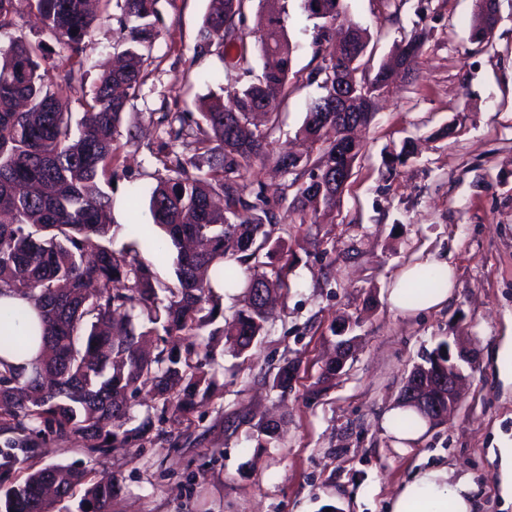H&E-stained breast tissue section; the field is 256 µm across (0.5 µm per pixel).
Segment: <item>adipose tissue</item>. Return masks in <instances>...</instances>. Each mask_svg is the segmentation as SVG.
Listing matches in <instances>:
<instances>
[{"label": "adipose tissue", "mask_w": 512, "mask_h": 512, "mask_svg": "<svg viewBox=\"0 0 512 512\" xmlns=\"http://www.w3.org/2000/svg\"><path fill=\"white\" fill-rule=\"evenodd\" d=\"M421 270V265L416 264L402 271L388 293L392 307L406 312L415 308L429 310L441 307L447 301L452 293V282L448 279L441 286L428 289L417 303L407 301L405 286ZM41 333V322L34 310L23 323L0 325V336H29L33 339L29 351L23 356L0 348V360L18 369L28 366L39 353L37 340ZM476 492L477 487L469 476L455 479L447 468H430L399 487L390 501L389 512H477Z\"/></svg>", "instance_id": "ef3b65f1"}]
</instances>
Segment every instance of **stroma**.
<instances>
[{
  "label": "stroma",
  "instance_id": "35a3bbf8",
  "mask_svg": "<svg viewBox=\"0 0 512 512\" xmlns=\"http://www.w3.org/2000/svg\"><path fill=\"white\" fill-rule=\"evenodd\" d=\"M208 0H159L163 18L122 126L133 142L120 154L112 189L113 251L128 228L152 218L142 195L163 138L162 104L192 112L222 90L232 100L245 80L223 72L215 54L195 56ZM366 28L374 62L389 59L415 33L427 39L414 69L378 97L363 149L336 207L300 223L291 174L274 155L309 152L300 130L320 90L308 75L321 64L314 23L300 0H285L294 46L287 98L267 131L270 159L251 161L246 189L262 193L277 222L275 261L288 289L265 336L244 355L210 337L211 394L184 417L161 414L150 389L132 398L127 427L152 417L146 440L90 454L37 436L36 466L66 465L113 477L112 512H388L396 489L418 470L445 466L478 486V512H512L501 490L500 451L512 448V0H498L487 47L470 41L476 0H346ZM86 85L127 47L116 20L92 33ZM209 72L220 83L204 81ZM430 261L451 271L446 305L408 316L387 295L407 265ZM355 351L331 382L318 378L336 353L337 327ZM475 353L456 412L398 449L383 426L407 377L440 342ZM293 364L288 392L272 389ZM276 421L275 446L258 445V427Z\"/></svg>",
  "mask_w": 512,
  "mask_h": 512
}]
</instances>
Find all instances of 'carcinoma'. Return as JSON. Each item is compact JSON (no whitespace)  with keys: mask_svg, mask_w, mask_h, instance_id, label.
<instances>
[{"mask_svg":"<svg viewBox=\"0 0 512 512\" xmlns=\"http://www.w3.org/2000/svg\"><path fill=\"white\" fill-rule=\"evenodd\" d=\"M18 0H0V30L13 25ZM42 28L65 54L53 59L42 43L21 38L0 46V291L7 289L34 304L43 325L42 348L27 376L5 365L0 370V431L22 437L45 433L58 441L78 437L86 450L141 441L152 426L147 417L132 428L114 423L127 413L128 395L151 386L162 400L161 413H187L213 386L203 370L210 357L201 331L216 320L220 296L214 285L254 281L265 300L242 293L241 307L227 334L229 348L244 354L263 336L271 319L267 300L286 287L287 266L273 262L269 248L275 214L261 193H244L246 166L270 156L267 134L253 123V107L288 96L292 45L280 11L260 22L254 46L246 41L247 0H208L194 51L209 52L211 34L223 31L225 66L250 76V54L264 60L262 73L248 81L234 106L221 95L203 99L198 112H165L166 135L155 159L154 182L145 187L153 225L163 235L137 225L128 249L114 252L112 178L122 145L115 133L140 74L152 59L160 33L158 0H122L118 22L128 29L130 47L123 63L98 77L78 130H72L59 88L83 87L97 20L88 0H26ZM307 17L320 19L315 45L322 58L336 52V27L330 12L343 0H325L322 13L302 0ZM55 72L45 82L44 71ZM302 133L315 145L316 158L282 165L296 177L297 210H331L336 187L324 170L336 160V144H323L319 126L306 118ZM207 170L192 173L185 151ZM309 180L300 182V177ZM146 245L175 256L177 283L158 280L139 259ZM441 278L423 273L407 285L414 301ZM167 303L159 305V292ZM208 311L202 315V311ZM163 330L164 348L154 357L140 350L143 337ZM295 368L279 367L272 387L286 391ZM17 457L0 450V512H53V502L84 487V512H108L114 483L87 470L52 465L15 477Z\"/></svg>","mask_w":512,"mask_h":512,"instance_id":"cac0c4a2","label":"carcinoma"}]
</instances>
